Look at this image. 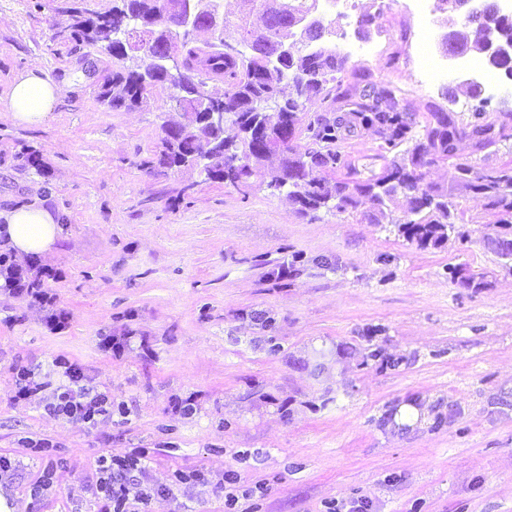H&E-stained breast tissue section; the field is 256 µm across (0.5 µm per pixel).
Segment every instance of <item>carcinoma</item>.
Here are the masks:
<instances>
[{"mask_svg": "<svg viewBox=\"0 0 512 512\" xmlns=\"http://www.w3.org/2000/svg\"><path fill=\"white\" fill-rule=\"evenodd\" d=\"M173 0H113L105 11L72 10L68 38L100 46L112 59L123 62L118 69L100 70L95 82L97 98L112 110L139 107L149 86H169L176 90L172 99L186 97L197 112L204 111L202 95L206 77L213 74L222 82L224 112L231 117L224 129V153L208 156L199 168L207 179L228 183L247 192L252 175L250 161L270 156L279 158L268 186L286 192L303 214L322 209L354 213L368 201L371 210L365 217L373 224L387 220L400 225L405 238L420 248H437L448 239L455 225L466 223L465 215L454 202V192H473L485 201V224L495 231L496 252L512 261V163L498 168L476 169L466 161L453 164L449 187L424 182V169L436 162L457 157L456 143L470 142L472 152L481 153L496 146L504 130L482 119L458 122L454 113L432 105L424 125L416 114L399 104L396 89L367 84L361 90L342 88L336 74L345 70L347 58L327 39L331 31L323 24L305 25L318 9V0H263L262 24L251 25L241 19L234 38L237 49L224 52L222 28L211 27L212 12L197 17V23L217 33L216 41L200 45L183 35H157L142 18L152 24L165 22L166 4ZM450 45L455 55H475L486 67L512 81V58H491L484 52L475 25L458 15L448 16ZM490 26L497 35L512 40V16L492 17ZM300 35L302 47L288 43ZM179 52L183 70L176 78L155 70L154 61L171 51ZM138 52L151 60L146 74L126 65L130 53ZM292 93L282 96V83ZM334 86L327 87L328 83ZM323 96V113L300 126L298 114L313 96ZM350 103L352 119L377 128L381 150L392 153L407 145L400 155L388 161L383 170L366 180H352L345 170L348 160L340 150L344 120L330 117L335 104ZM277 105V120H269L262 104ZM419 132H414L416 127ZM181 123L164 127L163 150L159 164L179 167L187 155L198 150V139L184 136ZM306 133L310 148L296 153L290 142L297 133ZM403 196L409 199L407 214L395 219L387 213L390 204Z\"/></svg>", "mask_w": 512, "mask_h": 512, "instance_id": "obj_1", "label": "carcinoma"}]
</instances>
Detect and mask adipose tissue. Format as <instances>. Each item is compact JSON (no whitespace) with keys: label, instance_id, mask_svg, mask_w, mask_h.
<instances>
[{"label":"adipose tissue","instance_id":"1","mask_svg":"<svg viewBox=\"0 0 512 512\" xmlns=\"http://www.w3.org/2000/svg\"><path fill=\"white\" fill-rule=\"evenodd\" d=\"M62 92V85L43 69L33 68L15 77L0 95V111L18 125L37 127L49 119ZM0 232L7 247L23 257L49 251L61 228L46 206L33 201L0 209Z\"/></svg>","mask_w":512,"mask_h":512}]
</instances>
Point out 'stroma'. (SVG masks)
I'll use <instances>...</instances> for the list:
<instances>
[{"label": "stroma", "instance_id": "stroma-1", "mask_svg": "<svg viewBox=\"0 0 512 512\" xmlns=\"http://www.w3.org/2000/svg\"><path fill=\"white\" fill-rule=\"evenodd\" d=\"M112 0H0V93L40 67L64 88L49 121L16 126L0 112V208L46 201L61 223L52 250L34 255L60 271L51 285L67 327L50 329L39 303L0 293V480L11 512H98L97 461L147 448L148 483L168 500L135 512H327L366 498L371 512H512V272L488 245L485 201L457 194L467 222L440 247L422 249L397 225L336 211L302 214L268 186L258 164L248 192L199 169L145 168L163 122H178L169 89L142 107L101 104L87 60L97 47L64 38L69 8ZM354 41L343 84L397 88L425 122L428 107L475 111L505 130L492 153L458 156L479 169L512 160V97L474 99L465 84L426 87L392 55H405L402 0ZM375 128H346L352 176L386 164ZM477 274L481 287L452 282ZM109 336H126L121 351ZM381 358H372V351ZM67 355L90 386L129 416L90 426L50 414L46 392L10 401L15 371L47 372ZM193 399L186 415L174 405ZM414 412L411 422L398 419ZM49 439L38 455L29 441ZM53 486L30 496L44 472ZM206 484L185 496L177 473ZM238 476L224 481L225 472Z\"/></svg>", "mask_w": 512, "mask_h": 512}]
</instances>
